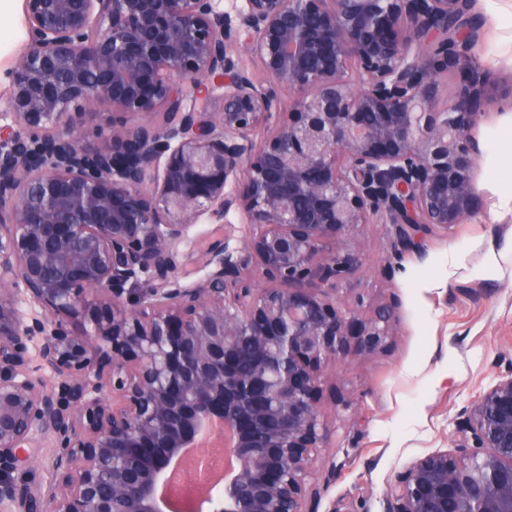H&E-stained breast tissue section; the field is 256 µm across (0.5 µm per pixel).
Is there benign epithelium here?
I'll use <instances>...</instances> for the list:
<instances>
[{
	"label": "benign epithelium",
	"mask_w": 512,
	"mask_h": 512,
	"mask_svg": "<svg viewBox=\"0 0 512 512\" xmlns=\"http://www.w3.org/2000/svg\"><path fill=\"white\" fill-rule=\"evenodd\" d=\"M23 2L0 106V512H193L198 482L170 497L166 475L204 445L234 460L211 512H311L324 372L395 320L302 283L359 271L361 224L392 225L396 259L476 217L472 131L496 89L512 99V75L472 65L486 18L475 0ZM92 106L139 122L90 149ZM204 219L209 272L184 286ZM38 430L64 446L23 487ZM452 445L395 475L386 512H512V371Z\"/></svg>",
	"instance_id": "benign-epithelium-1"
}]
</instances>
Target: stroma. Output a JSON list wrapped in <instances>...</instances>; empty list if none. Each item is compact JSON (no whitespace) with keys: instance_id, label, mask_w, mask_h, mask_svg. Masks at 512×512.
I'll list each match as a JSON object with an SVG mask.
<instances>
[{"instance_id":"1","label":"stroma","mask_w":512,"mask_h":512,"mask_svg":"<svg viewBox=\"0 0 512 512\" xmlns=\"http://www.w3.org/2000/svg\"><path fill=\"white\" fill-rule=\"evenodd\" d=\"M487 14L476 62L512 72V31ZM0 25L7 32L0 43L3 92L26 46L19 0L0 14ZM510 130L512 110L493 108L476 130L484 154L473 220L423 234L421 252L396 261L389 225L359 226L363 268L338 286L363 297L362 317L379 304L395 305L396 331L383 349L369 355L349 349L326 373L323 455L333 471L316 475L329 487L313 501V512H385L390 477L417 458L451 448L461 412L512 369V205L500 206L495 182L512 173V156L499 148ZM59 445L57 436L36 432L32 461L16 472L18 483H46V462Z\"/></svg>"}]
</instances>
